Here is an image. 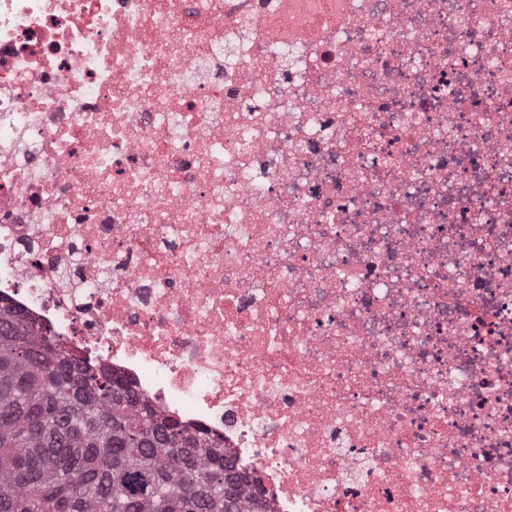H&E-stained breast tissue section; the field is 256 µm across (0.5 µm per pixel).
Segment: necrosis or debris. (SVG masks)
I'll list each match as a JSON object with an SVG mask.
<instances>
[{
  "label": "necrosis or debris",
  "mask_w": 512,
  "mask_h": 512,
  "mask_svg": "<svg viewBox=\"0 0 512 512\" xmlns=\"http://www.w3.org/2000/svg\"><path fill=\"white\" fill-rule=\"evenodd\" d=\"M0 301L267 512H512V0H0Z\"/></svg>",
  "instance_id": "necrosis-or-debris-1"
}]
</instances>
